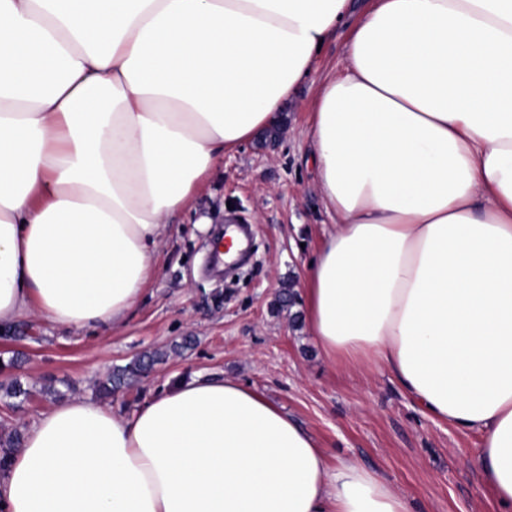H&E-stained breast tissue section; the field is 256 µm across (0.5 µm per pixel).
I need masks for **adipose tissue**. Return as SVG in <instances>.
I'll use <instances>...</instances> for the list:
<instances>
[{"label": "adipose tissue", "instance_id": "1", "mask_svg": "<svg viewBox=\"0 0 512 512\" xmlns=\"http://www.w3.org/2000/svg\"><path fill=\"white\" fill-rule=\"evenodd\" d=\"M0 0V323L119 330L171 220L276 125L319 42L311 105L335 218L299 287L332 363L390 372L477 431L512 512V0ZM0 512H412L231 378L131 414L79 398L0 470Z\"/></svg>", "mask_w": 512, "mask_h": 512}]
</instances>
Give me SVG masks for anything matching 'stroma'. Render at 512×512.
I'll return each mask as SVG.
<instances>
[{"label": "stroma", "instance_id": "1", "mask_svg": "<svg viewBox=\"0 0 512 512\" xmlns=\"http://www.w3.org/2000/svg\"><path fill=\"white\" fill-rule=\"evenodd\" d=\"M344 34L326 42L284 110L282 135L243 144L196 190L176 216L143 299L117 332L55 328L39 319L0 327V360L22 352L0 384L19 380L27 397L0 398V425L25 428L70 398L104 401L132 412L146 399L194 374L230 377L263 394L307 429L328 463L357 459L405 492L413 512H500L474 463L480 438L441 422L386 373L331 364L296 322L299 308L276 311L283 283H298L331 222L304 158L310 107L327 73L340 68ZM213 226L247 224L251 252L238 275L223 277L210 262ZM193 345L171 346L183 337ZM159 351L152 372L111 397L97 382L134 357Z\"/></svg>", "mask_w": 512, "mask_h": 512}]
</instances>
